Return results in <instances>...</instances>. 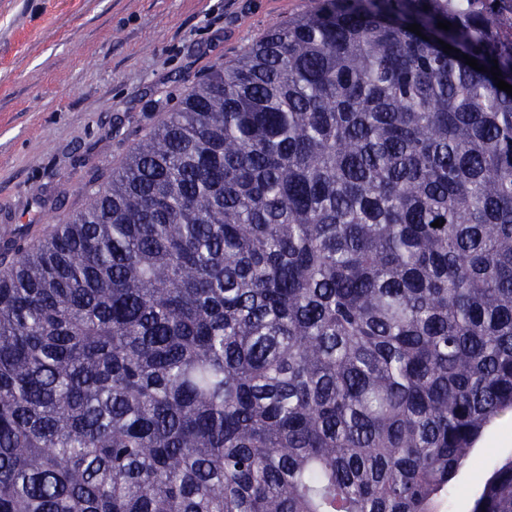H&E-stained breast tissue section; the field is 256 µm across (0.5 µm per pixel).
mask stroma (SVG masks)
I'll use <instances>...</instances> for the list:
<instances>
[{
    "mask_svg": "<svg viewBox=\"0 0 512 512\" xmlns=\"http://www.w3.org/2000/svg\"><path fill=\"white\" fill-rule=\"evenodd\" d=\"M311 0H0V240L86 202L186 87ZM437 512H470L512 442L488 430Z\"/></svg>",
    "mask_w": 512,
    "mask_h": 512,
    "instance_id": "1",
    "label": "stroma"
}]
</instances>
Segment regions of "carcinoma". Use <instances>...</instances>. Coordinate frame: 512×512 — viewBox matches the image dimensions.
<instances>
[{"instance_id":"obj_1","label":"carcinoma","mask_w":512,"mask_h":512,"mask_svg":"<svg viewBox=\"0 0 512 512\" xmlns=\"http://www.w3.org/2000/svg\"><path fill=\"white\" fill-rule=\"evenodd\" d=\"M469 2L314 0L0 242V512L451 495L512 412V0Z\"/></svg>"}]
</instances>
